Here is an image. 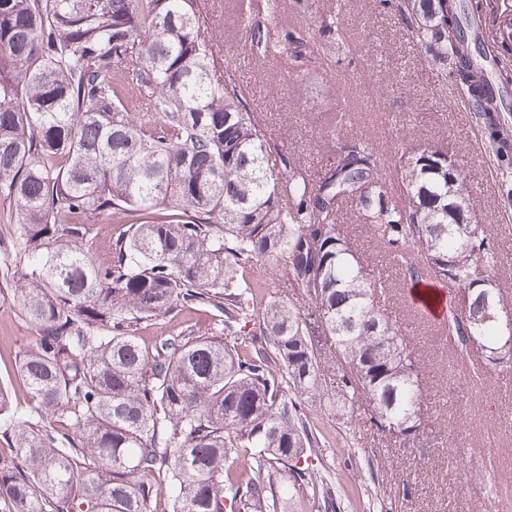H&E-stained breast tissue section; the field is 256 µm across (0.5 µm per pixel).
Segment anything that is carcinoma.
<instances>
[{
	"mask_svg": "<svg viewBox=\"0 0 512 512\" xmlns=\"http://www.w3.org/2000/svg\"><path fill=\"white\" fill-rule=\"evenodd\" d=\"M418 46L449 62V81L492 149L512 196V103L493 91L472 0H379ZM341 12L317 33L351 50ZM257 66L304 73L318 43L275 4L245 23ZM453 33L448 41L447 33ZM197 0H0V198L21 225L4 271L37 329L18 361L33 405L0 388V512H287L312 492L337 512L330 479L298 460L319 441L307 410L325 403L391 444L434 461L421 416L420 357L385 313L391 283L369 269L342 218L357 213L405 283L455 290L443 326L460 352L512 342L498 253L458 161L435 142L383 155L345 133L315 169L246 108L243 84L217 64ZM123 214L132 223L92 225ZM275 272L292 295L248 306L245 267ZM203 305L221 327L152 345L137 332L178 306ZM247 455L245 476L224 463Z\"/></svg>",
	"mask_w": 512,
	"mask_h": 512,
	"instance_id": "cac0c4a2",
	"label": "carcinoma"
}]
</instances>
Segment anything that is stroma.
Instances as JSON below:
<instances>
[{"instance_id":"stroma-1","label":"stroma","mask_w":512,"mask_h":512,"mask_svg":"<svg viewBox=\"0 0 512 512\" xmlns=\"http://www.w3.org/2000/svg\"><path fill=\"white\" fill-rule=\"evenodd\" d=\"M209 2L227 61H239L251 85L249 109L270 114L275 134L305 161L317 163L327 156V118L342 109L353 114V132L369 137L385 154L396 147L391 128L398 118L404 121L407 142L442 141L466 171L478 199L477 221L485 224L497 251L508 256L502 273L512 283V204L501 192L493 158L470 117L463 115L462 99L444 82V64L410 42L391 17L381 14L377 0L343 2L355 66L337 63L328 50L310 79L280 64L261 71L240 61L237 0ZM399 83L410 89L411 98L395 97ZM8 288L0 280V387L25 412L31 402L16 364L36 332L12 305ZM405 289L403 281L394 280L386 308L425 362L422 412L434 434L436 466L421 464L416 445L358 440L350 424L319 405L310 409L322 443L314 465L333 481L344 512H371L382 498L396 501L397 512H512V495L488 494L493 485L512 491V369L501 365L484 371L475 355L454 351L441 327L414 315ZM216 321L209 308H178L154 320L140 337L150 343L190 325L207 332ZM452 441L465 442L471 458L449 461Z\"/></svg>"}]
</instances>
